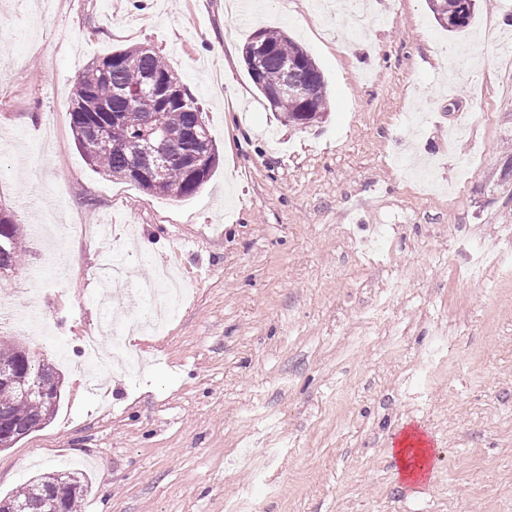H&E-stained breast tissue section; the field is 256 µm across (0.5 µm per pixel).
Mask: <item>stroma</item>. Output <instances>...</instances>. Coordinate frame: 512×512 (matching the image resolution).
I'll return each mask as SVG.
<instances>
[{"instance_id":"stroma-1","label":"stroma","mask_w":512,"mask_h":512,"mask_svg":"<svg viewBox=\"0 0 512 512\" xmlns=\"http://www.w3.org/2000/svg\"><path fill=\"white\" fill-rule=\"evenodd\" d=\"M350 34L315 0H0V208L26 233L0 288L37 331L0 328L62 380L51 421L0 450V498L71 466L79 512H512V0L443 31L427 0H372ZM286 33L315 59L327 115L270 109L242 47ZM145 46L196 98L219 160L186 201L96 171L69 109L93 61ZM380 47L378 66L369 51ZM107 221L40 267L64 224ZM136 283L175 263L185 299L163 333L126 332L150 368L73 372L98 268ZM407 424L434 448L399 474ZM401 433V439L397 440L395 447L391 448L392 453L397 457L400 465V475L403 478H417L419 475L424 476V466L430 462L431 449L432 448H417V451L413 456H409V452L412 448L403 447L411 437L416 436L415 429L403 428ZM417 457L415 460H413Z\"/></svg>"}]
</instances>
